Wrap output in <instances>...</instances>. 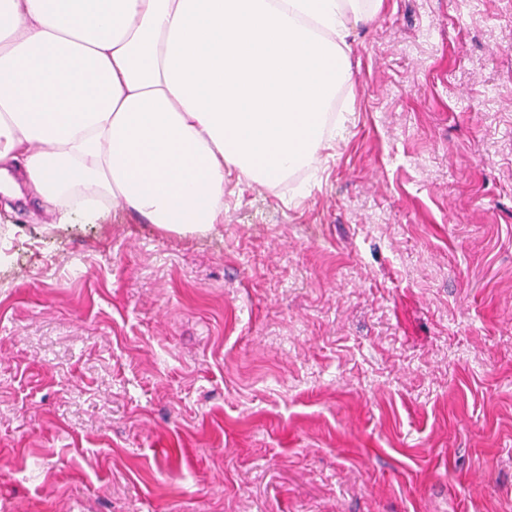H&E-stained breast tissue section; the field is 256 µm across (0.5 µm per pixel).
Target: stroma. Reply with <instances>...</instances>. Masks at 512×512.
<instances>
[{"label":"stroma","instance_id":"stroma-1","mask_svg":"<svg viewBox=\"0 0 512 512\" xmlns=\"http://www.w3.org/2000/svg\"><path fill=\"white\" fill-rule=\"evenodd\" d=\"M317 174L204 237L0 203V512H512V0H383Z\"/></svg>","mask_w":512,"mask_h":512}]
</instances>
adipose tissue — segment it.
<instances>
[{
	"mask_svg": "<svg viewBox=\"0 0 512 512\" xmlns=\"http://www.w3.org/2000/svg\"><path fill=\"white\" fill-rule=\"evenodd\" d=\"M382 2L0 0V177L63 224L120 205L208 233L226 172L315 170L348 40Z\"/></svg>",
	"mask_w": 512,
	"mask_h": 512,
	"instance_id": "obj_1",
	"label": "adipose tissue"
}]
</instances>
